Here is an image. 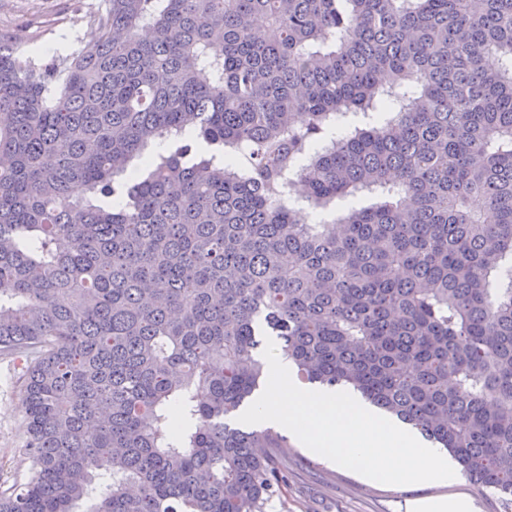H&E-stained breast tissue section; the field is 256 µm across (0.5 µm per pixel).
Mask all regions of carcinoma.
Masks as SVG:
<instances>
[{
  "label": "carcinoma",
  "instance_id": "obj_1",
  "mask_svg": "<svg viewBox=\"0 0 512 512\" xmlns=\"http://www.w3.org/2000/svg\"><path fill=\"white\" fill-rule=\"evenodd\" d=\"M104 2L83 53L0 30V512H78L102 471L88 512H264L290 447L236 420L266 337L512 512V0ZM290 174L376 202L307 224ZM22 365L0 355V488H8L26 474L24 450L27 423L21 409Z\"/></svg>",
  "mask_w": 512,
  "mask_h": 512
}]
</instances>
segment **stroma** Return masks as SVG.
<instances>
[{"label": "stroma", "instance_id": "stroma-1", "mask_svg": "<svg viewBox=\"0 0 512 512\" xmlns=\"http://www.w3.org/2000/svg\"><path fill=\"white\" fill-rule=\"evenodd\" d=\"M101 0H0V29L18 25L44 26L43 42L68 37L74 50L87 49L82 38L88 5ZM22 365L0 355V487L24 477L28 463L24 450L27 423L21 409ZM294 456L288 463V481L268 500L265 512H400L406 501L463 496L472 512H495L488 495L458 477L449 485L414 483L387 485L371 482L357 472L336 466L329 459L303 448L289 437Z\"/></svg>", "mask_w": 512, "mask_h": 512}]
</instances>
